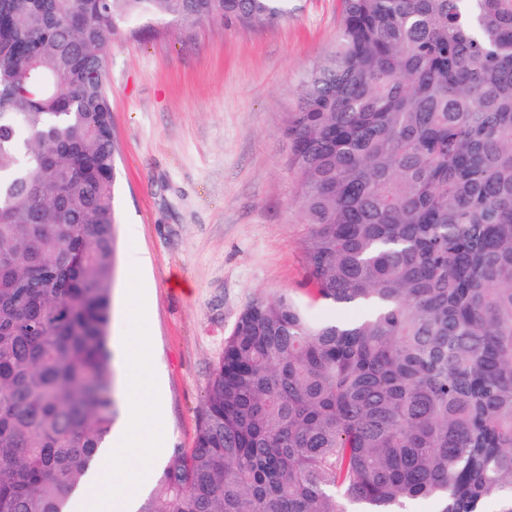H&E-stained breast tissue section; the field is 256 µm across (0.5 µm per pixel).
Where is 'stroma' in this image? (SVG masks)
I'll return each mask as SVG.
<instances>
[{
	"mask_svg": "<svg viewBox=\"0 0 512 512\" xmlns=\"http://www.w3.org/2000/svg\"><path fill=\"white\" fill-rule=\"evenodd\" d=\"M267 27L211 23L193 39L112 45L116 273L110 336H135L126 303L149 299L161 380L156 458L127 466L149 493L176 448L193 447L207 382L240 313L259 297L308 300L297 185L282 135L305 73L336 42L339 0H294Z\"/></svg>",
	"mask_w": 512,
	"mask_h": 512,
	"instance_id": "1",
	"label": "stroma"
}]
</instances>
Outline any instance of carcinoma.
Masks as SVG:
<instances>
[{
  "instance_id": "1",
  "label": "carcinoma",
  "mask_w": 512,
  "mask_h": 512,
  "mask_svg": "<svg viewBox=\"0 0 512 512\" xmlns=\"http://www.w3.org/2000/svg\"><path fill=\"white\" fill-rule=\"evenodd\" d=\"M284 130L314 300L239 315L137 512H512V0H340ZM290 0H0V512L117 416L109 44Z\"/></svg>"
}]
</instances>
